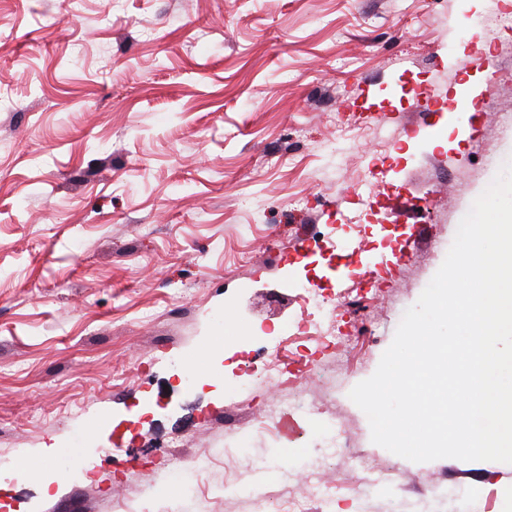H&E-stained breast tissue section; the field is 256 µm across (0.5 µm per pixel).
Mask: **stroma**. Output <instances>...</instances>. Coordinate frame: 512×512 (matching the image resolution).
I'll return each instance as SVG.
<instances>
[{
    "mask_svg": "<svg viewBox=\"0 0 512 512\" xmlns=\"http://www.w3.org/2000/svg\"><path fill=\"white\" fill-rule=\"evenodd\" d=\"M107 10L0 0V512H255L315 486L327 512H512V464L399 457L349 397L512 159V0H124L104 27ZM418 83L445 109L392 99ZM318 224L335 252L298 261ZM307 278L343 307L308 352L320 372L291 379L289 439L263 427L280 390L258 368L306 318ZM313 409L371 473L321 458ZM202 453L178 495L175 458Z\"/></svg>",
    "mask_w": 512,
    "mask_h": 512,
    "instance_id": "stroma-1",
    "label": "stroma"
}]
</instances>
